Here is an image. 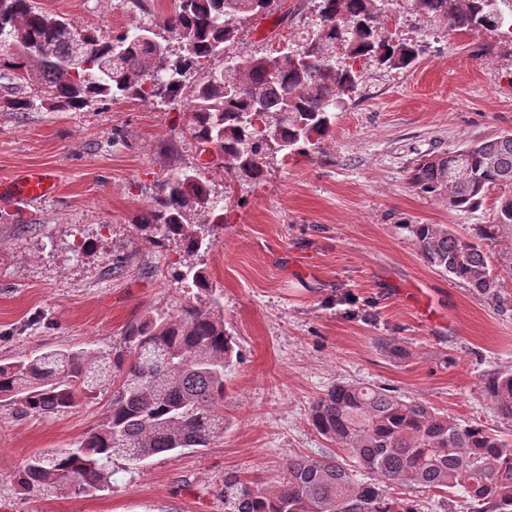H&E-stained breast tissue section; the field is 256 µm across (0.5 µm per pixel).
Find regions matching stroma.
I'll use <instances>...</instances> for the list:
<instances>
[{"instance_id":"obj_1","label":"stroma","mask_w":512,"mask_h":512,"mask_svg":"<svg viewBox=\"0 0 512 512\" xmlns=\"http://www.w3.org/2000/svg\"><path fill=\"white\" fill-rule=\"evenodd\" d=\"M46 13L111 37L160 20L172 0H34ZM291 16L246 23L239 48L302 45L316 0H287ZM388 33L420 44L418 63L364 58L355 94L340 98L329 137L308 153L274 159L263 180L212 166L202 177L224 204V227L198 261L223 292L224 326L241 360L227 377L224 436L205 448L116 465L112 487L30 499L15 474L29 457L76 447L110 414L111 384L69 412L21 417L0 401V512H224L227 474H273L288 457L328 446L309 405L332 384L368 383L429 402L506 436L480 389L512 369V304L498 306L428 266L409 230L439 224L464 235L491 223L493 198L471 212L414 191L419 156L465 138L512 130V39L448 35L439 21L394 0ZM186 104L97 102L81 112L0 107V180L39 167L54 197L0 204V362L48 349H124L141 316L169 312L183 293L179 254L140 240L132 219L172 171L196 166L179 132ZM132 265L117 271L116 255ZM419 512H468L463 497L384 485Z\"/></svg>"}]
</instances>
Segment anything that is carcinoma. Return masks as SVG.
<instances>
[{
	"label": "carcinoma",
	"mask_w": 512,
	"mask_h": 512,
	"mask_svg": "<svg viewBox=\"0 0 512 512\" xmlns=\"http://www.w3.org/2000/svg\"><path fill=\"white\" fill-rule=\"evenodd\" d=\"M417 12L454 34L498 33L512 18V0H412ZM392 0H318V21L306 42L283 51H232L242 25L281 8L276 0H175L161 24L140 22L106 41L32 0H0V81L11 112L38 107L81 112L108 98L166 105L187 101L185 134L198 154L259 180L277 156L302 154L329 135L337 99L355 92L367 57L393 68L415 63L416 43L385 34ZM85 44L92 66L72 72L64 60ZM178 43L161 57L153 40ZM341 44L344 57L325 54ZM220 69L206 67L217 56ZM194 83L188 84L189 76ZM418 193L455 211L481 207L498 190L493 220L461 236L439 224L408 228L424 262L501 301L500 277L483 249L512 239V132L464 140L415 160L408 176ZM141 240L175 246L189 261L217 240L224 214L201 179L200 167L180 169L161 185L135 220ZM184 300L172 313H153L126 331L129 353L112 357L49 350L0 364V400L21 417L70 410L92 398L103 371L116 386L106 424L75 448L35 454L16 474L36 498L51 491L112 488L113 464L137 465L154 455L202 448L224 435L226 377L240 360L224 328L223 302L204 267L175 268ZM498 415L512 421V371L482 379ZM309 421L340 456H296L271 476L224 477V512H418L407 499L387 497L353 468L384 483L461 495L470 512H512V440L478 422L460 421L426 401L405 400L381 386L339 382L310 405Z\"/></svg>",
	"instance_id": "carcinoma-1"
}]
</instances>
